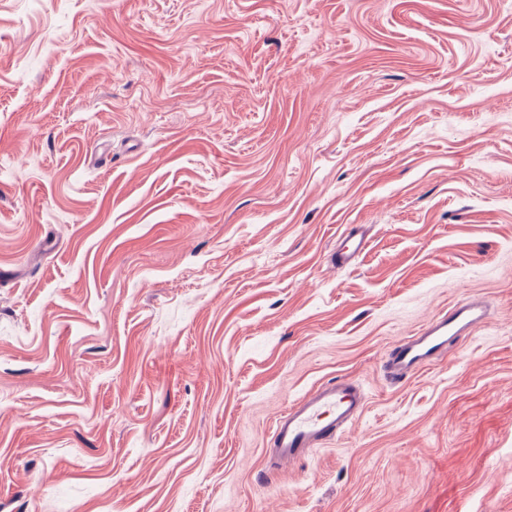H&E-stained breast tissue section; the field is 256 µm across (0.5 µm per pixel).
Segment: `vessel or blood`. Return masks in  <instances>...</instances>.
Masks as SVG:
<instances>
[{
    "instance_id": "1",
    "label": "vessel or blood",
    "mask_w": 512,
    "mask_h": 512,
    "mask_svg": "<svg viewBox=\"0 0 512 512\" xmlns=\"http://www.w3.org/2000/svg\"><path fill=\"white\" fill-rule=\"evenodd\" d=\"M369 239L362 224L348 225L343 241L332 255L337 266L347 267L366 250ZM486 315L484 302L465 297L435 314L414 335L397 341L383 360L392 383L409 379L433 362L449 345L470 336ZM365 395L348 378L327 381L290 403L276 418L270 437L271 460L286 465L342 435L364 413Z\"/></svg>"
}]
</instances>
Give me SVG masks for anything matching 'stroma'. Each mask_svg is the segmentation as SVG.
I'll list each match as a JSON object with an SVG mask.
<instances>
[{"mask_svg":"<svg viewBox=\"0 0 512 512\" xmlns=\"http://www.w3.org/2000/svg\"><path fill=\"white\" fill-rule=\"evenodd\" d=\"M0 512H512V0H0ZM368 224H349L344 233L342 244L336 248L332 255V261L337 266L348 267L359 258L366 250L369 244V238L366 235ZM486 305L475 297H465L435 314L413 336L397 341L383 360V369L394 384L409 379L423 366L470 336L482 323ZM366 399L349 378L322 383L290 403L276 418L270 437L274 465L296 463L342 435L364 413Z\"/></svg>","mask_w":512,"mask_h":512,"instance_id":"stroma-1","label":"stroma"}]
</instances>
